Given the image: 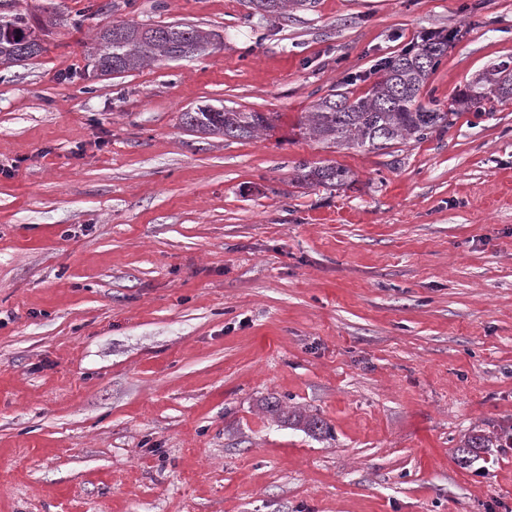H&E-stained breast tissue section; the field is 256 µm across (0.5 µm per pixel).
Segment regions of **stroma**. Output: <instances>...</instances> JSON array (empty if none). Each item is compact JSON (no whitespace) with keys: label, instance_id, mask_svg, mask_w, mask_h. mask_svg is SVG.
<instances>
[{"label":"stroma","instance_id":"1","mask_svg":"<svg viewBox=\"0 0 512 512\" xmlns=\"http://www.w3.org/2000/svg\"><path fill=\"white\" fill-rule=\"evenodd\" d=\"M15 7L67 23L0 65V512H512V448L454 454L512 433V101L380 151L297 126L428 31L456 34L423 90L447 110L512 58V0ZM129 19L214 46L100 75ZM205 103L278 118L203 136ZM304 181L311 185L324 187L348 186L353 182L350 171L336 165L310 168L303 175ZM268 408H270L272 413L277 414L278 416H285L288 418V420H290V417H293V421L295 423H302L305 430L315 435L322 434L327 431V425L324 423V421L318 419L317 417L308 416L302 412L297 411H293L290 415L288 410L282 408V405L279 403V401L270 402ZM500 437L493 434L486 433L485 430H471L465 434L460 440L456 448V458L461 464H467L478 456L479 452L484 448H503L500 442Z\"/></svg>","mask_w":512,"mask_h":512}]
</instances>
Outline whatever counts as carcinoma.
I'll return each mask as SVG.
<instances>
[{"label": "carcinoma", "mask_w": 512, "mask_h": 512, "mask_svg": "<svg viewBox=\"0 0 512 512\" xmlns=\"http://www.w3.org/2000/svg\"><path fill=\"white\" fill-rule=\"evenodd\" d=\"M305 0H251L253 8L279 17L290 6ZM100 48L95 67L103 74L124 73L147 62H164L196 57L207 50L209 35L189 26L144 27L134 20L121 21L99 32ZM448 36L435 32L425 35L409 50L389 58L381 67L379 81L368 93L350 98L344 93L329 94L316 100L302 113L299 126L310 137L336 147L360 146L384 150L396 142L424 140L434 133L448 131L454 119L479 108L484 101L501 104L512 101V61L487 67L453 99L446 112L421 101V91L429 74L448 50ZM44 49L26 13L14 9L13 0H0V63L14 64L40 56ZM183 125L196 132L228 138H253L271 127L274 117L262 112H241L206 104L181 114ZM311 185L342 187L352 183L350 171L336 165L313 167L303 175ZM270 411L293 417L313 434L327 431L324 421L292 413L277 402ZM501 447L499 437L473 429L456 448L460 463H468L485 448Z\"/></svg>", "instance_id": "1"}]
</instances>
